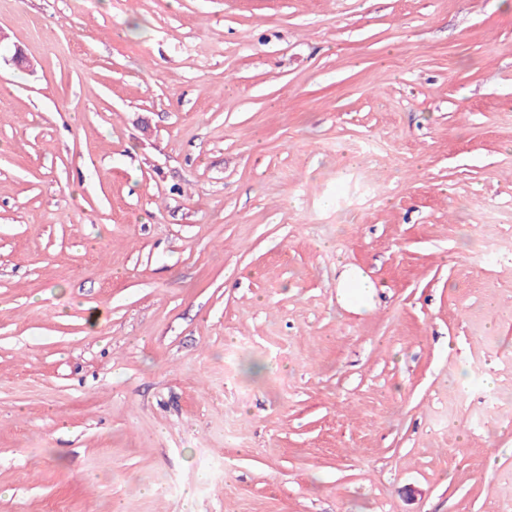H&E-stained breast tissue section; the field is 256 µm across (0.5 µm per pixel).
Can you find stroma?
I'll return each instance as SVG.
<instances>
[{
    "instance_id": "1",
    "label": "stroma",
    "mask_w": 512,
    "mask_h": 512,
    "mask_svg": "<svg viewBox=\"0 0 512 512\" xmlns=\"http://www.w3.org/2000/svg\"><path fill=\"white\" fill-rule=\"evenodd\" d=\"M508 503L512 7L0 0V512Z\"/></svg>"
}]
</instances>
